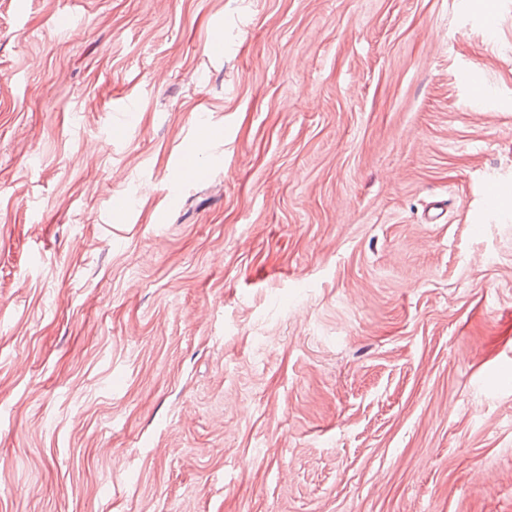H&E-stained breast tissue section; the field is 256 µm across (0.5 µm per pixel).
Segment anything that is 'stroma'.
Segmentation results:
<instances>
[{"instance_id": "1", "label": "stroma", "mask_w": 512, "mask_h": 512, "mask_svg": "<svg viewBox=\"0 0 512 512\" xmlns=\"http://www.w3.org/2000/svg\"><path fill=\"white\" fill-rule=\"evenodd\" d=\"M0 79V512H512V0H0Z\"/></svg>"}]
</instances>
